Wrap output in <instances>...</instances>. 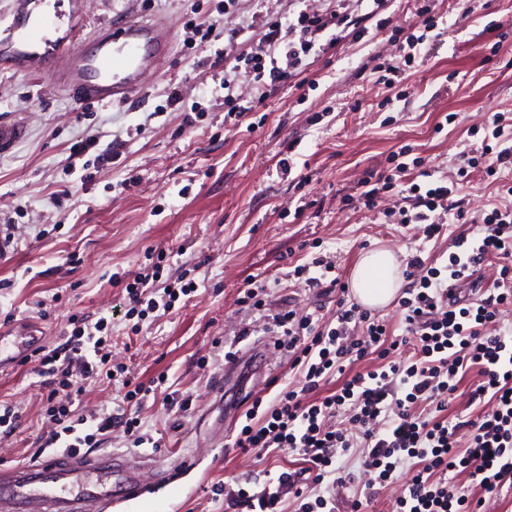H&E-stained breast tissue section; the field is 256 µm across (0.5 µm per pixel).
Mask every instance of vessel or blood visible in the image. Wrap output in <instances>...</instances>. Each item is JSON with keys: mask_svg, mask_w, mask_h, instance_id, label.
Masks as SVG:
<instances>
[{"mask_svg": "<svg viewBox=\"0 0 512 512\" xmlns=\"http://www.w3.org/2000/svg\"><path fill=\"white\" fill-rule=\"evenodd\" d=\"M40 0H14L17 25L0 36V64L19 72L50 64L59 48L51 38L56 22L39 13ZM172 34L159 24L124 22L100 34L91 54L71 56L55 73L57 83L85 104L122 101L141 88L154 58L166 55ZM27 134L24 122H0V154L11 151ZM39 345L35 330L0 335V369L31 356ZM136 456L49 455L38 463L0 469V512H28L33 500L47 512H112L142 497L149 488Z\"/></svg>", "mask_w": 512, "mask_h": 512, "instance_id": "vessel-or-blood-1", "label": "vessel or blood"}]
</instances>
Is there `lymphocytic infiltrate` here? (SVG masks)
Instances as JSON below:
<instances>
[{
  "label": "lymphocytic infiltrate",
  "mask_w": 512,
  "mask_h": 512,
  "mask_svg": "<svg viewBox=\"0 0 512 512\" xmlns=\"http://www.w3.org/2000/svg\"><path fill=\"white\" fill-rule=\"evenodd\" d=\"M356 18L344 5L319 14L300 12L295 22L283 24L276 14H266L260 33L251 34L249 52L239 49V30L228 32L219 60L244 70L252 80V99L241 105L233 93H225L226 119L241 122L248 108L262 105L270 88L294 73L303 72L310 55L335 48ZM407 33L406 52L383 64L382 83L394 84L415 58L421 35L437 29L429 7H420ZM502 135L494 127L492 140L474 147L473 154L458 167L455 178L423 184L397 183L396 177L421 167V158L401 148L402 160L391 174L364 179L357 201L376 208L383 192L400 189L404 203L397 221L414 226L431 239L441 234L450 211L460 210L456 194L460 183L475 171L496 176L512 169V149H494ZM485 232L478 237L460 235L446 263L413 255L405 274L411 281L405 296L397 301L401 334H392L371 312L341 309L335 321L319 323L296 317L293 311L276 313L280 330L276 341L284 349L293 369L301 377L299 386H285L266 409L251 407L247 422L234 445L241 451L268 455L283 448L297 455L301 466L281 472L276 482L301 498L299 512H335V496L304 500L307 483L321 484L332 478L344 485L337 454L359 447L365 451L364 465L370 477L364 489L353 495L351 512H363L380 487L402 482L396 512H483L484 501L471 491L448 481L449 475L467 474L484 494L512 487V333L498 328L503 307L512 305V210L492 208L481 219ZM499 261V272L491 288L474 297L450 291L449 283L470 284L487 257ZM148 263L133 280L113 276V285L125 291L126 318H144L156 310L171 311L177 302L195 291L187 276L164 279L170 256L166 251L148 253ZM69 338L64 346L36 352L40 372L45 375L47 413L55 428L45 447L56 453L79 454L97 447L112 429L111 414L80 415L82 382L91 376L123 375L125 368L112 362V320L102 316L90 320L71 316ZM412 347L409 360L395 362L391 356ZM376 356L379 365L354 372L356 363ZM477 378L472 400H490L491 410L467 421H449L446 412L461 380L469 372ZM340 388L326 396L318 391L330 379ZM349 414L355 433L329 426V418ZM472 428L468 443L458 434Z\"/></svg>",
  "instance_id": "obj_1"
}]
</instances>
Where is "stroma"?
<instances>
[{"instance_id":"35a3bbf8","label":"stroma","mask_w":512,"mask_h":512,"mask_svg":"<svg viewBox=\"0 0 512 512\" xmlns=\"http://www.w3.org/2000/svg\"><path fill=\"white\" fill-rule=\"evenodd\" d=\"M417 5L389 0L384 27L367 21L363 38L347 37L281 82L247 115L250 131L224 120L225 67L214 51L225 31L259 24L265 12L291 18L296 0H236L231 7L222 0H82L71 49L90 50L101 28L132 19L161 20L174 32L143 90L121 103L84 105L60 91L51 72L0 69V119L27 124L26 137L0 155V217L12 220L14 235L9 259L0 261V328L39 321L46 347L54 348L69 315L110 314L113 363L156 388L139 408L146 444L133 447L117 428L101 450L166 465L200 461L174 505L145 502L129 512H225L215 484L259 490L269 475L292 468L289 450L259 458L232 446L251 396L269 401L281 390L285 354L268 353L264 375L248 381L229 424L218 382L227 352L270 340L272 314L333 317L337 293L291 278L294 266L321 256L346 282L360 255L376 247L443 261L458 234L483 233L475 216L503 204L501 186L512 183V171L493 183L473 173L458 193L471 223L448 217L439 239L426 241L388 222L383 211L393 207V193L371 211L345 201L368 173L388 171L402 147L451 178L474 133H486L497 118L512 125V0H433L446 35L420 45L402 82L379 83L375 68L398 55L396 31L409 26ZM191 19L212 32L190 49L184 24ZM173 88L182 99L175 112L165 108ZM74 152L88 164L78 176L67 167ZM152 249L172 254L165 276L193 267L197 290L185 307L136 328L111 277H133ZM256 275L268 285L266 317L237 302ZM40 382L34 361L0 374V402L21 415L14 435L0 438V468L35 463L53 429ZM126 392L121 382L91 378L83 404L114 413ZM172 392L188 399L187 409H169L164 397Z\"/></svg>"}]
</instances>
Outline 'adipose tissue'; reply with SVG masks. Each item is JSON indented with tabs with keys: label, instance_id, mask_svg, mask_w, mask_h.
Instances as JSON below:
<instances>
[{
	"label": "adipose tissue",
	"instance_id": "adipose-tissue-1",
	"mask_svg": "<svg viewBox=\"0 0 512 512\" xmlns=\"http://www.w3.org/2000/svg\"><path fill=\"white\" fill-rule=\"evenodd\" d=\"M402 283V270L395 253L377 248L359 258L353 272L352 290L362 304L382 307L395 298Z\"/></svg>",
	"mask_w": 512,
	"mask_h": 512
}]
</instances>
